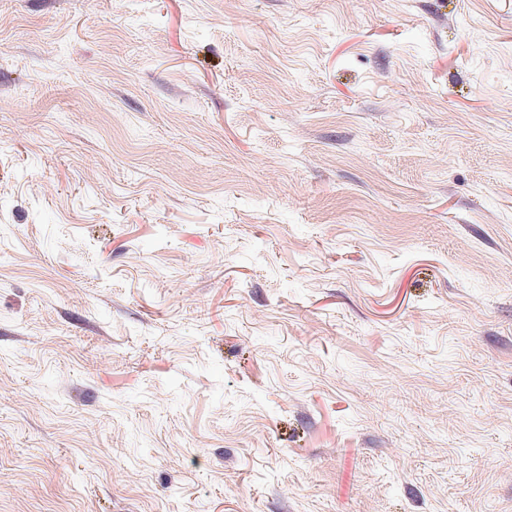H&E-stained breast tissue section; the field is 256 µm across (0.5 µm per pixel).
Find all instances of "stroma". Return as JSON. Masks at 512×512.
<instances>
[{
  "instance_id": "obj_1",
  "label": "stroma",
  "mask_w": 512,
  "mask_h": 512,
  "mask_svg": "<svg viewBox=\"0 0 512 512\" xmlns=\"http://www.w3.org/2000/svg\"><path fill=\"white\" fill-rule=\"evenodd\" d=\"M0 512H512V0H0Z\"/></svg>"
}]
</instances>
